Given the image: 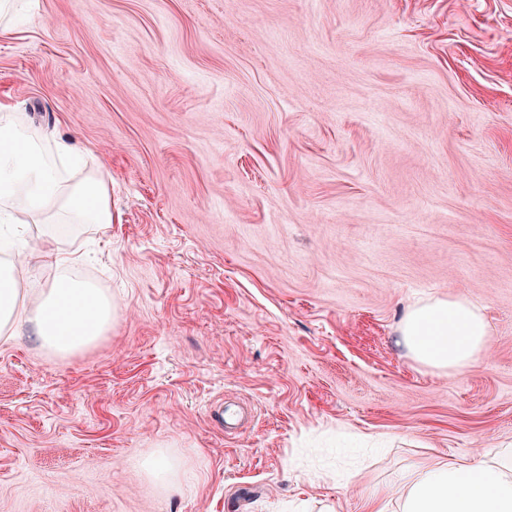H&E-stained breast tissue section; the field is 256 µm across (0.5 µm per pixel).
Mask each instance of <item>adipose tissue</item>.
Masks as SVG:
<instances>
[{
  "instance_id": "ef3b65f1",
  "label": "adipose tissue",
  "mask_w": 512,
  "mask_h": 512,
  "mask_svg": "<svg viewBox=\"0 0 512 512\" xmlns=\"http://www.w3.org/2000/svg\"><path fill=\"white\" fill-rule=\"evenodd\" d=\"M68 147L31 131L8 103L0 102V223L25 214L36 224H112V200L99 172L73 181L58 162ZM39 261L55 275L34 302H26L15 275L19 255L0 235V341L31 331L48 353L77 355L109 331L111 295L71 276L75 253L47 237ZM400 342L417 363L437 371L462 370L487 350L490 332L479 306L465 295L435 298L415 306L398 328ZM399 499L368 500V512H512V448H486L475 456L433 455L403 477Z\"/></svg>"
}]
</instances>
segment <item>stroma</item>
Segmentation results:
<instances>
[{"label":"stroma","mask_w":512,"mask_h":512,"mask_svg":"<svg viewBox=\"0 0 512 512\" xmlns=\"http://www.w3.org/2000/svg\"><path fill=\"white\" fill-rule=\"evenodd\" d=\"M0 100L103 168L60 242L117 305L0 342V512H365L512 445V0H29ZM457 293L489 347L436 372L398 326ZM145 473L157 483L167 487L176 484L177 464H175L167 456L160 454L150 460L142 462Z\"/></svg>","instance_id":"1"}]
</instances>
